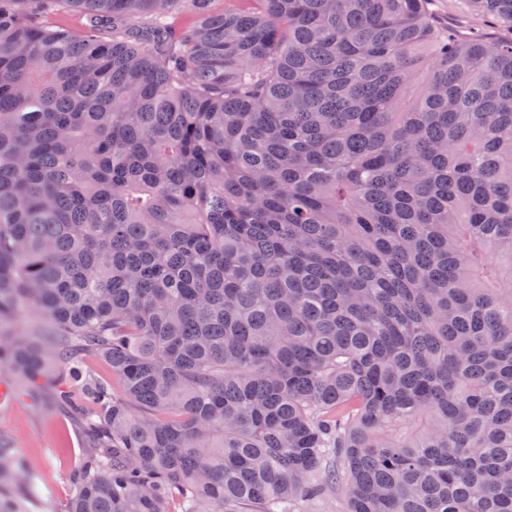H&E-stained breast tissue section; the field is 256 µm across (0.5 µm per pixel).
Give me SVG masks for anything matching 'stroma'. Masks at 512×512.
I'll list each match as a JSON object with an SVG mask.
<instances>
[{"label":"stroma","mask_w":512,"mask_h":512,"mask_svg":"<svg viewBox=\"0 0 512 512\" xmlns=\"http://www.w3.org/2000/svg\"><path fill=\"white\" fill-rule=\"evenodd\" d=\"M429 8L441 26L467 37L478 32L492 41L512 40V29L472 12L463 0H430ZM55 384L40 392L10 377H0V437L15 459L29 468L32 482L14 485L25 512H68L75 471L90 450L78 421L54 402Z\"/></svg>","instance_id":"1"}]
</instances>
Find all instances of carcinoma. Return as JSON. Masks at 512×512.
Segmentation results:
<instances>
[{"label": "carcinoma", "instance_id": "cac0c4a2", "mask_svg": "<svg viewBox=\"0 0 512 512\" xmlns=\"http://www.w3.org/2000/svg\"><path fill=\"white\" fill-rule=\"evenodd\" d=\"M210 2L0 0V336L57 339L0 376L65 370L69 512H512V42ZM19 328L29 334L45 341L51 348L55 345L56 336H51L53 325L50 317L33 308H23L20 310L10 331Z\"/></svg>", "mask_w": 512, "mask_h": 512}]
</instances>
